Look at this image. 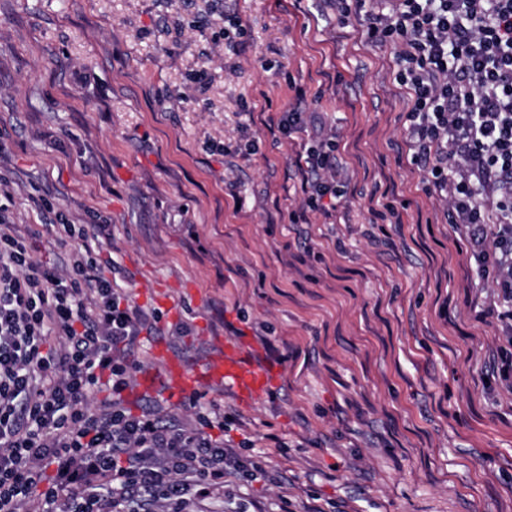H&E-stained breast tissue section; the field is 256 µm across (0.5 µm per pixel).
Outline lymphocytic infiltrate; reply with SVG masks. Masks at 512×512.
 Returning a JSON list of instances; mask_svg holds the SVG:
<instances>
[{
    "instance_id": "lymphocytic-infiltrate-1",
    "label": "lymphocytic infiltrate",
    "mask_w": 512,
    "mask_h": 512,
    "mask_svg": "<svg viewBox=\"0 0 512 512\" xmlns=\"http://www.w3.org/2000/svg\"><path fill=\"white\" fill-rule=\"evenodd\" d=\"M365 1L369 39L397 50L423 187L446 195L450 223L465 225L472 258L500 288L477 318L505 327L499 372L512 375V0H336L346 15ZM279 128L312 142L298 161L306 206L340 197L323 113L290 108ZM33 204L68 252L59 265L35 260L37 232L0 203V512H185L248 473L252 461L209 433L223 414L189 426L125 409L140 337L162 333V314L105 275L108 220L74 224L43 197Z\"/></svg>"
}]
</instances>
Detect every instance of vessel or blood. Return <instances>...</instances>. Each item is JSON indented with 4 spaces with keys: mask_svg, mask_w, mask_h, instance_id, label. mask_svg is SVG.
Masks as SVG:
<instances>
[{
    "mask_svg": "<svg viewBox=\"0 0 512 512\" xmlns=\"http://www.w3.org/2000/svg\"><path fill=\"white\" fill-rule=\"evenodd\" d=\"M155 357L164 365L170 393L189 395L207 384L221 385L246 408L268 396L283 372L282 362L256 355L249 339L242 336L226 338L220 357L202 367L182 364L160 349Z\"/></svg>",
    "mask_w": 512,
    "mask_h": 512,
    "instance_id": "b4317fda",
    "label": "vessel or blood"
}]
</instances>
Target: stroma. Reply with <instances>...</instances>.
<instances>
[{
  "instance_id": "1",
  "label": "stroma",
  "mask_w": 512,
  "mask_h": 512,
  "mask_svg": "<svg viewBox=\"0 0 512 512\" xmlns=\"http://www.w3.org/2000/svg\"><path fill=\"white\" fill-rule=\"evenodd\" d=\"M393 57L325 0H0L16 223L33 192L110 217L101 254L133 304L160 284L181 306L140 369L160 370L155 345L198 365L240 332L288 355L250 409L202 391L229 419L212 436L257 471L187 512H512V383L489 370L505 338L475 319L498 290L422 190ZM295 105L336 135L333 214L303 207L308 139L278 129ZM124 399L195 420L159 390Z\"/></svg>"
}]
</instances>
